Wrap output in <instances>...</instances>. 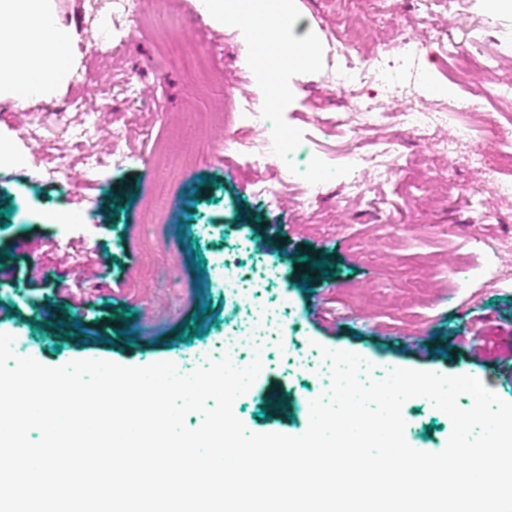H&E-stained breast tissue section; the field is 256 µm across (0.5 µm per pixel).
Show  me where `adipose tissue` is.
I'll list each match as a JSON object with an SVG mask.
<instances>
[{
	"mask_svg": "<svg viewBox=\"0 0 512 512\" xmlns=\"http://www.w3.org/2000/svg\"><path fill=\"white\" fill-rule=\"evenodd\" d=\"M199 8L211 25L234 22L262 49L268 103L279 100V64H318L315 37L294 33L289 0H199ZM77 41L58 0H0V103L24 109L61 94L80 62Z\"/></svg>",
	"mask_w": 512,
	"mask_h": 512,
	"instance_id": "adipose-tissue-1",
	"label": "adipose tissue"
}]
</instances>
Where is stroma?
<instances>
[{
  "mask_svg": "<svg viewBox=\"0 0 512 512\" xmlns=\"http://www.w3.org/2000/svg\"><path fill=\"white\" fill-rule=\"evenodd\" d=\"M151 2L154 25H127L123 37H112L109 51L84 50L73 82L35 108L40 141H28L20 111L0 103V137L20 152L41 147L68 162L66 174L54 180L26 165L0 182V211L12 210L0 214V263L18 270L14 285L0 287V333L19 337L27 356L50 367L82 359L146 366L204 348L219 351L225 329L244 318L225 303L215 281L213 260L221 253L250 277L264 263L278 265V283L252 293L265 306L287 297L293 313L285 328L268 337L252 390L235 406L247 429L292 436L303 431L304 400L328 384L323 346L363 356L381 373L394 367L465 372L512 402V374L489 359L474 362L457 343L479 334L512 345V263L494 255L512 247V197L499 198L481 183L467 148L447 160L403 125L415 101L404 81L380 94L382 117L363 132L364 142L398 140L403 163L422 160L435 171L449 170L451 186L436 180L415 188L411 175L401 173L359 197L336 177L349 136L336 125L345 100L323 83L331 33L337 18H345L358 52L383 51L393 32L374 10L357 2L344 10L336 0H292L298 32L318 39L320 65L279 70L282 93L274 110L305 146L301 168L323 170L324 177L312 204H305L296 182L287 203L273 207L255 192L271 169L218 152L198 142L191 125L178 129L170 122L175 115L213 112L220 97L266 98L260 75L240 81L250 46L233 26L193 23L188 0ZM386 6L389 17L426 44L421 63L429 103L452 116L467 111L470 96L441 72L431 33L440 31L465 51L478 28L512 29V12L491 19L483 0H474L473 8L441 14L429 28L419 24L409 0H386ZM162 26L179 27L201 49L219 46L223 86L192 84L182 64L164 51ZM77 99L86 101V109L73 108ZM117 127L126 131L123 147L133 162L87 174L85 154L108 146ZM483 201L492 220L481 217ZM149 203L166 231L159 244L144 215ZM61 212L79 220L58 234L53 226ZM197 251L206 260L200 272L190 261ZM303 256L326 261V269L303 277L296 269ZM205 303L212 310L200 333L181 340ZM52 313L60 319L76 314L85 334L69 337L50 324ZM415 336L421 349L406 343ZM272 390L288 396L291 420L267 413L265 395ZM402 414L413 448L445 447L451 421L429 400L410 399Z\"/></svg>",
  "mask_w": 512,
  "mask_h": 512,
  "instance_id": "stroma-1",
  "label": "stroma"
}]
</instances>
